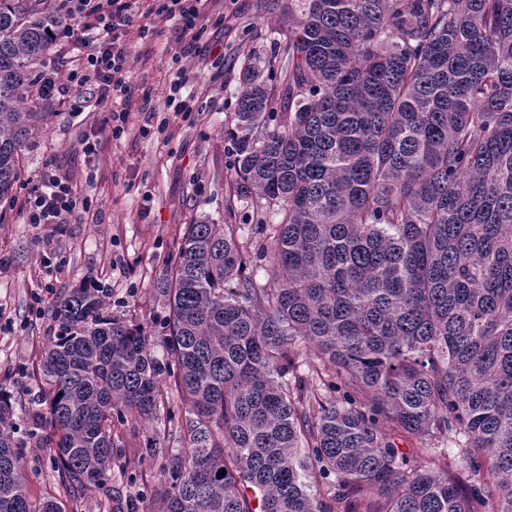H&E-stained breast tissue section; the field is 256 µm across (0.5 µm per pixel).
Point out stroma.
I'll list each match as a JSON object with an SVG mask.
<instances>
[{"mask_svg": "<svg viewBox=\"0 0 512 512\" xmlns=\"http://www.w3.org/2000/svg\"><path fill=\"white\" fill-rule=\"evenodd\" d=\"M288 3L208 0L202 48L188 57L174 44L172 22L135 14L126 63L129 122L118 138L109 110L82 107L90 92L73 77L78 58L72 44L51 46L44 56V71L66 93L52 100L54 119L22 153L13 202L0 205V386L11 394L9 418L17 428L30 499H56L65 512H100L107 502L112 512H126L131 498L139 499L140 512L157 507V498L143 491L158 486L163 462L146 454L156 428L143 421L122 427L116 443L121 466L106 487L70 491L57 481L43 446L45 430L33 417V402L44 387L38 365L56 333L52 305L57 296L97 280L111 290L114 313L155 328L165 314L155 286L186 225L202 219L239 224L243 248L255 245L257 212L234 196L230 131L244 67L265 72L282 65L274 44L280 27L292 20ZM145 25L155 35L140 38ZM182 71L195 94V109L187 114L166 102ZM146 103L155 116L143 112ZM86 141L99 144L96 156H84ZM49 175L69 179L84 203L75 223L60 232L26 223L21 210L26 192Z\"/></svg>", "mask_w": 512, "mask_h": 512, "instance_id": "1", "label": "stroma"}]
</instances>
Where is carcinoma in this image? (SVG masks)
<instances>
[{"mask_svg":"<svg viewBox=\"0 0 512 512\" xmlns=\"http://www.w3.org/2000/svg\"><path fill=\"white\" fill-rule=\"evenodd\" d=\"M295 2L280 124L249 66L234 112L256 251L187 225L160 357L110 289L55 302L37 418L59 481L105 486L114 433L160 418L181 447L147 448L159 512H512V0ZM65 26L0 0V201L55 116L33 65ZM25 484L1 427L0 512H62ZM394 440L397 448H400L411 459L412 464L424 465L426 463L425 452L421 449L426 447L423 446L422 441L418 437L402 434L396 436Z\"/></svg>","mask_w":512,"mask_h":512,"instance_id":"carcinoma-1","label":"carcinoma"}]
</instances>
